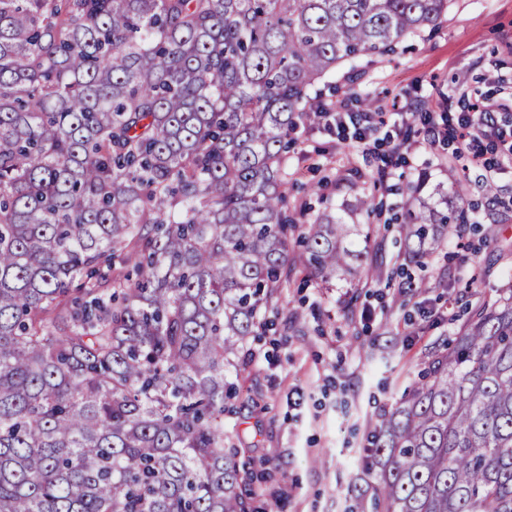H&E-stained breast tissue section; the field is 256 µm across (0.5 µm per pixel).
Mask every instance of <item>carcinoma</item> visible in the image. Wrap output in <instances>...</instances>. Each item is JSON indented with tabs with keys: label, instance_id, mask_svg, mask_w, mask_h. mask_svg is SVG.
<instances>
[{
	"label": "carcinoma",
	"instance_id": "carcinoma-1",
	"mask_svg": "<svg viewBox=\"0 0 512 512\" xmlns=\"http://www.w3.org/2000/svg\"><path fill=\"white\" fill-rule=\"evenodd\" d=\"M449 0H0V512H259L224 404L303 271H382L288 218V144L344 62ZM467 215L407 202L406 254ZM384 512H512V287L367 439Z\"/></svg>",
	"mask_w": 512,
	"mask_h": 512
}]
</instances>
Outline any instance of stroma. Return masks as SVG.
I'll use <instances>...</instances> for the list:
<instances>
[{
	"instance_id": "1",
	"label": "stroma",
	"mask_w": 512,
	"mask_h": 512,
	"mask_svg": "<svg viewBox=\"0 0 512 512\" xmlns=\"http://www.w3.org/2000/svg\"><path fill=\"white\" fill-rule=\"evenodd\" d=\"M376 101V131L366 148L336 132V112L356 98ZM331 116L300 127L288 158V209L298 213L307 185L325 186L336 211L375 192L383 215L367 249L381 282L352 291L326 289L300 271L284 283L282 303L298 320L267 312L266 336L252 342L235 379L239 397L224 418V444L256 462L252 488L262 512H376V470L366 435L416 382L436 350L457 335L467 305L495 300L512 280V163L483 140L488 168L462 165L453 146L429 135L419 115L470 102L499 104L512 124V0H451L438 27L403 41L394 53L345 63L310 91ZM401 154H393L395 143ZM355 184L343 182L348 168ZM426 171L430 195L469 181L462 206L471 222L440 239L425 266L405 261L392 220L408 198L412 173ZM491 183L494 194L482 186ZM419 288H405L406 279Z\"/></svg>"
}]
</instances>
